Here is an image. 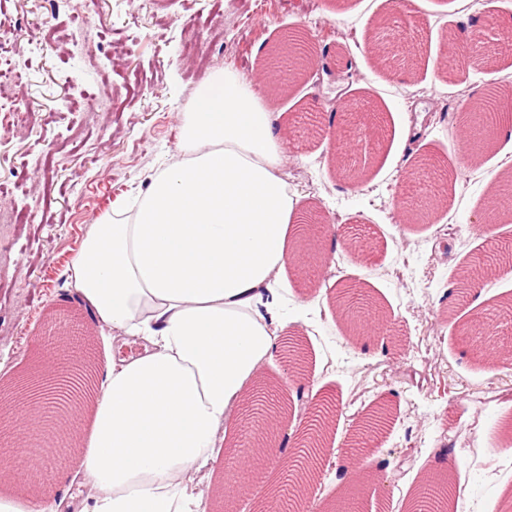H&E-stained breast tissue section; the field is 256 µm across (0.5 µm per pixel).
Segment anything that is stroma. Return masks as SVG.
<instances>
[{
  "label": "stroma",
  "mask_w": 512,
  "mask_h": 512,
  "mask_svg": "<svg viewBox=\"0 0 512 512\" xmlns=\"http://www.w3.org/2000/svg\"><path fill=\"white\" fill-rule=\"evenodd\" d=\"M461 23L453 0H0V72L19 81L13 110L0 112V201L17 220L0 235V428L18 410L8 400L36 374L43 350L72 320L82 347L102 361L112 349L74 296L65 275L90 224L113 205L132 203L159 168L178 161L176 115L190 111L210 73L249 69L269 58L286 32L316 44L313 81L270 89L288 138L283 175L307 213L327 221L301 253L340 242L320 274L289 272L286 312L305 298L299 330L301 387L288 421L301 426L317 401L314 382L333 392V431L349 442L376 405L394 419L373 453L350 472L339 462L317 472L326 512L354 486L364 512H406L429 476H450L463 493L457 512H502L512 488V411L474 414L471 397L512 386V371L492 367L466 339L477 324L512 348V283L486 273L483 299H459L476 256L512 244V221L486 236L482 209L504 173L490 161L511 137L495 132L473 148L459 132V105L474 95L512 99V0H468ZM388 22L396 61L374 47ZM363 41L349 40L351 32ZM486 55V68L451 67L453 43ZM424 119L418 137L398 143L404 112ZM460 233L440 236V223ZM357 286L388 321L382 341L362 345L336 294ZM479 419L477 453L461 437ZM238 481L229 497L221 479L206 512H255L259 490L249 471L217 459ZM225 477V478H226ZM67 487L70 512L87 489L70 456L44 458L35 492Z\"/></svg>",
  "instance_id": "obj_1"
}]
</instances>
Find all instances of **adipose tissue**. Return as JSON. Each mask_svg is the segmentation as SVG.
I'll list each match as a JSON object with an SVG mask.
<instances>
[{
	"mask_svg": "<svg viewBox=\"0 0 512 512\" xmlns=\"http://www.w3.org/2000/svg\"><path fill=\"white\" fill-rule=\"evenodd\" d=\"M268 69L215 72L177 115L179 163L157 170L133 208L91 225L69 284L114 342L82 426L86 512H204L203 481L234 452L239 411L298 321L278 286L296 259L303 213L281 176L282 126L262 91ZM44 415L28 411L21 483L38 478ZM69 494L19 498L0 512H65Z\"/></svg>",
	"mask_w": 512,
	"mask_h": 512,
	"instance_id": "1",
	"label": "adipose tissue"
}]
</instances>
